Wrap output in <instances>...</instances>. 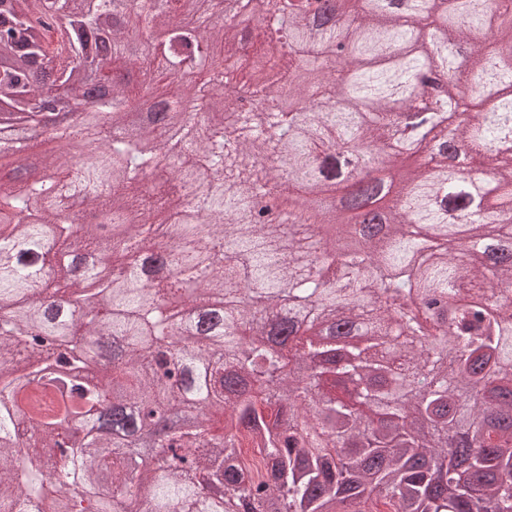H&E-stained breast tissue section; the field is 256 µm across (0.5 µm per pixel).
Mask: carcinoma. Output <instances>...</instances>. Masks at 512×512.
<instances>
[{
    "label": "carcinoma",
    "instance_id": "cac0c4a2",
    "mask_svg": "<svg viewBox=\"0 0 512 512\" xmlns=\"http://www.w3.org/2000/svg\"><path fill=\"white\" fill-rule=\"evenodd\" d=\"M10 0L0 12V115L40 113L51 90L76 99L82 58L103 85L102 121L74 115L49 139L52 172L31 181L27 138L0 148V512H110L147 489L138 512H512V0H362L340 23L317 20L302 0H266L288 23L285 41L266 22L245 20L250 0H222L209 34L182 22L183 0H125L133 24L163 37L144 56L124 52L115 0ZM350 55L344 84L336 69L317 89L294 79L328 60L336 44ZM433 67L446 86L419 104L416 85ZM201 77L185 102L178 79ZM237 85L255 107L204 127L203 105ZM151 95L181 106L173 150H146L165 133L143 126L116 136L130 106ZM318 97L317 112L282 104ZM459 141L483 163L497 203L457 169ZM94 146L80 165L72 149ZM368 144L367 161L396 163L427 146L437 172L416 167L400 181L378 223L361 230L359 251L313 242L335 220L337 190L353 208L371 189L337 173L339 157ZM178 155L157 187L186 190L169 214L183 237L168 264L153 253L162 225L150 197L132 192L113 207L111 182L125 190ZM299 190L312 202L280 225L252 214L254 198ZM105 222H63L75 195ZM137 222L121 235L106 233ZM51 235L54 255L41 242ZM110 251L119 274L92 267L58 281L63 260ZM129 253L142 263L126 265ZM110 297V310L86 298ZM223 317L185 351L181 373L157 368L154 348L199 325L169 315L180 297L203 311L216 293ZM455 345L451 361L435 348ZM52 396L30 420L41 439H22L15 417ZM193 404L195 423L158 437L181 455L145 458L134 448L152 425L148 405L177 412ZM77 417L84 437L70 446L55 425ZM244 448L259 450L248 463Z\"/></svg>",
    "mask_w": 512,
    "mask_h": 512
}]
</instances>
